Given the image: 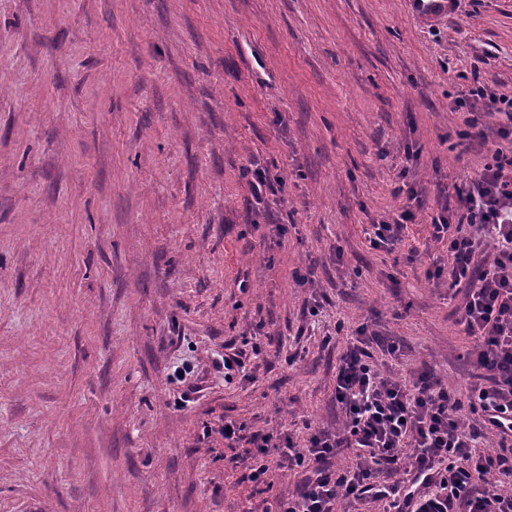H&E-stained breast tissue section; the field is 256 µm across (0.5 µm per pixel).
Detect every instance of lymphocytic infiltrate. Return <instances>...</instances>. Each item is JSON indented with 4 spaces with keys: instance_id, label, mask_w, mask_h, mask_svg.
<instances>
[{
    "instance_id": "f902f5d3",
    "label": "lymphocytic infiltrate",
    "mask_w": 512,
    "mask_h": 512,
    "mask_svg": "<svg viewBox=\"0 0 512 512\" xmlns=\"http://www.w3.org/2000/svg\"><path fill=\"white\" fill-rule=\"evenodd\" d=\"M480 107L501 114L499 135L512 138V97L479 84L455 103L469 126ZM431 228L448 242L452 285L467 287L458 322L475 352L468 401L427 374L410 383L388 378L366 348L351 344L336 372L342 429L312 432L301 447L257 436L241 456L256 481L274 450L281 468L303 473L297 496L278 501L275 512H337L367 493L386 512H512V151L491 148ZM465 409L481 415L480 426L463 421ZM488 432L499 439L497 452L481 446ZM341 448L357 450L354 466L337 468ZM383 471L395 481L373 484Z\"/></svg>"
}]
</instances>
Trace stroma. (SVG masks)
<instances>
[{
    "label": "stroma",
    "instance_id": "35a3bbf8",
    "mask_svg": "<svg viewBox=\"0 0 512 512\" xmlns=\"http://www.w3.org/2000/svg\"><path fill=\"white\" fill-rule=\"evenodd\" d=\"M458 3L0 0V512H273L298 475L241 450L341 429L361 327L383 374L465 398L430 224L499 139L453 103L512 96V0ZM407 6L416 19L432 24L453 17L458 11V0H406ZM374 229L375 238L373 242L376 246H392L402 241L405 224H400L399 222H394V224L383 222L381 224H375Z\"/></svg>",
    "mask_w": 512,
    "mask_h": 512
}]
</instances>
